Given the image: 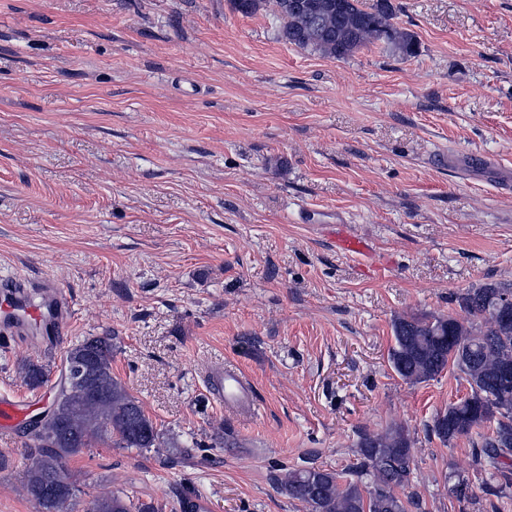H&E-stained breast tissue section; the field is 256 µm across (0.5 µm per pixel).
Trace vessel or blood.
<instances>
[{"instance_id": "obj_1", "label": "vessel or blood", "mask_w": 512, "mask_h": 512, "mask_svg": "<svg viewBox=\"0 0 512 512\" xmlns=\"http://www.w3.org/2000/svg\"><path fill=\"white\" fill-rule=\"evenodd\" d=\"M336 252L354 257H369L373 248L351 232L348 224L337 221L330 236ZM71 308L65 295L57 290L46 291L41 302H33L27 292L14 285L0 287V334L22 335L27 330L49 327L60 329L70 318ZM208 383L216 400L225 411L244 415L251 413L254 400L250 389L233 370H220L209 376ZM30 406L6 397H0V430L18 426L30 413Z\"/></svg>"}]
</instances>
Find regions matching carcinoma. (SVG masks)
Masks as SVG:
<instances>
[{
    "instance_id": "carcinoma-1",
    "label": "carcinoma",
    "mask_w": 512,
    "mask_h": 512,
    "mask_svg": "<svg viewBox=\"0 0 512 512\" xmlns=\"http://www.w3.org/2000/svg\"><path fill=\"white\" fill-rule=\"evenodd\" d=\"M273 5L282 21L278 36L289 44L336 59L378 42L396 46L405 57L417 54L415 36L394 23L391 0L369 7L362 0H273ZM452 301L465 319L451 314L395 319L389 361L412 384L434 380L450 365L464 375L470 393L437 413L427 431L444 445L476 435L474 465L497 472L499 480L484 486L485 495L497 497L512 485V283L473 284ZM61 371L70 377L57 392L52 413L30 428L39 456L28 469L26 491L41 512L69 509L76 488L62 461L92 447V441L147 451L162 439L138 401L112 376L110 337L74 344ZM23 373L29 387L39 388L51 367L28 363ZM413 445L402 425L362 432L349 471L303 466L277 480V488L308 512H419L420 500L401 494L416 470ZM86 512H159V507L114 492L94 499Z\"/></svg>"
}]
</instances>
